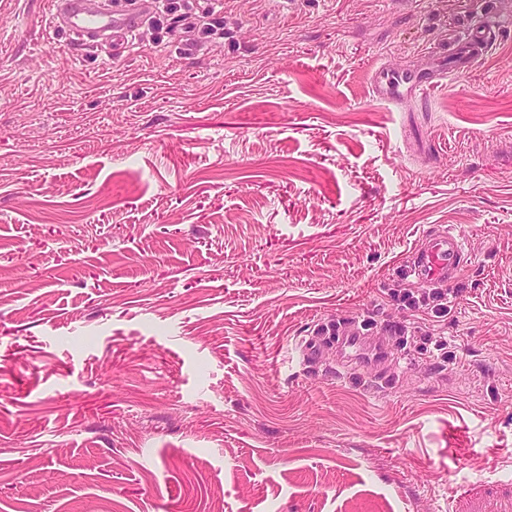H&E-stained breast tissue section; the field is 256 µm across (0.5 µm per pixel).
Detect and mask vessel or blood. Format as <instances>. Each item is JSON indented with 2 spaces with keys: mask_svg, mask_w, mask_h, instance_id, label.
I'll use <instances>...</instances> for the list:
<instances>
[{
  "mask_svg": "<svg viewBox=\"0 0 512 512\" xmlns=\"http://www.w3.org/2000/svg\"><path fill=\"white\" fill-rule=\"evenodd\" d=\"M50 13L54 24L77 37L81 44L103 43L116 55L128 50L146 20L144 11L119 9L110 0H51ZM503 26L499 17L483 16L472 20L464 31L451 35L453 50L446 69L396 72L378 67L373 77V93L389 102L423 96L444 84L449 73L470 70L494 45ZM464 259L460 238L449 230L437 231L422 241L410 263L409 274L422 285L449 281ZM339 352L346 360L367 363L372 357L383 356L385 350L382 345L368 343L363 336L351 334L341 338Z\"/></svg>",
  "mask_w": 512,
  "mask_h": 512,
  "instance_id": "b4317fda",
  "label": "vessel or blood"
}]
</instances>
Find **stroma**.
<instances>
[{
  "label": "stroma",
  "instance_id": "stroma-1",
  "mask_svg": "<svg viewBox=\"0 0 512 512\" xmlns=\"http://www.w3.org/2000/svg\"><path fill=\"white\" fill-rule=\"evenodd\" d=\"M511 9L222 0L114 57L0 0V512H512V27L371 89ZM441 228L439 317L398 296ZM505 24L499 17L482 16L470 22L464 31L450 36L453 50L449 54L450 66L439 71L419 69L413 72H396L384 65L375 70L373 93L384 101L395 102L404 98L423 96L428 90L444 84L449 73L470 70L494 45ZM465 259L460 238L450 229L428 235L413 255L409 275L418 284L428 285L437 281H452L455 272ZM339 352L341 357L346 360L372 363L385 354V349L379 344L371 345L364 336L351 334L341 337Z\"/></svg>",
  "mask_w": 512,
  "mask_h": 512
}]
</instances>
